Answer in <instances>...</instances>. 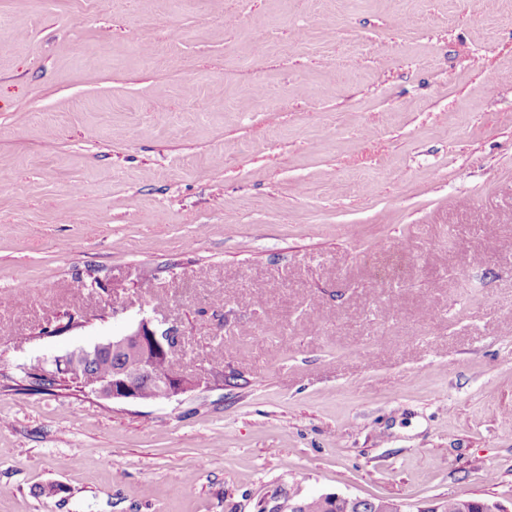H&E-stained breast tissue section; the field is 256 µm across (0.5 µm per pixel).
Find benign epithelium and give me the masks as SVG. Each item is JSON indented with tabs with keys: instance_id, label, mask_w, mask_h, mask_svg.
I'll return each instance as SVG.
<instances>
[{
	"instance_id": "7a95c632",
	"label": "benign epithelium",
	"mask_w": 512,
	"mask_h": 512,
	"mask_svg": "<svg viewBox=\"0 0 512 512\" xmlns=\"http://www.w3.org/2000/svg\"><path fill=\"white\" fill-rule=\"evenodd\" d=\"M182 332L178 325L166 319H158L144 311L133 319L125 333L90 347H79L55 357L51 371L77 385L82 391H90L103 398L119 401L143 399V387H155L153 399H171L198 385V380L187 373L172 369L161 381L154 379L152 362L158 357L172 358L173 350L180 342ZM102 351L121 356L113 368L112 376L95 381L83 379L82 372ZM329 509L341 506L345 512H404L402 504L384 498H360L329 494L322 496Z\"/></svg>"
}]
</instances>
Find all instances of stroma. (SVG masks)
<instances>
[{"label":"stroma","mask_w":512,"mask_h":512,"mask_svg":"<svg viewBox=\"0 0 512 512\" xmlns=\"http://www.w3.org/2000/svg\"><path fill=\"white\" fill-rule=\"evenodd\" d=\"M142 311L198 387L19 390ZM331 493L512 505V0H0V512Z\"/></svg>","instance_id":"35a3bbf8"}]
</instances>
